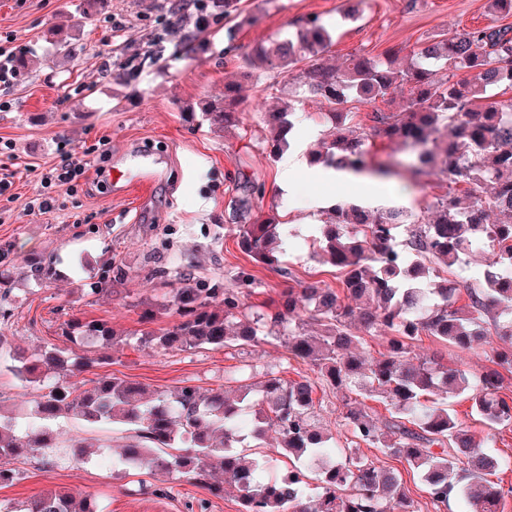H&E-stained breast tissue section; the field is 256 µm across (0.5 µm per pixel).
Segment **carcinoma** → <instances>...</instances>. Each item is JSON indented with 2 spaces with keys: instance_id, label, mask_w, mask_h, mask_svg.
<instances>
[{
  "instance_id": "carcinoma-1",
  "label": "carcinoma",
  "mask_w": 512,
  "mask_h": 512,
  "mask_svg": "<svg viewBox=\"0 0 512 512\" xmlns=\"http://www.w3.org/2000/svg\"><path fill=\"white\" fill-rule=\"evenodd\" d=\"M206 7L244 24L237 0H206ZM331 45L328 28L313 15L296 38L262 45L244 64L257 60L288 74L295 63L309 61L300 74L304 94L330 108L323 136L309 150L314 164L387 177L398 163L380 153L409 150L411 174L438 176L446 192L421 219L402 208L374 211L347 200L334 204L315 225L314 254L340 270L341 292L296 281L281 293L274 311L256 310L249 318L244 299L254 283L251 273L237 272L232 288H195L185 277L164 302L144 304L140 322L146 328L137 343L187 351L242 348L276 338L341 396L344 438L317 426L315 383L308 378L288 382L270 372L242 385L236 398L194 386L151 391L107 374L75 388L47 386L52 373L81 372L93 364L77 347L118 342L108 323L72 317L61 325V336L72 346H46L14 366L19 379L44 385L47 392L27 411L35 424L23 430L15 418L0 414L1 458L57 447L53 425L61 418L109 421L134 431L116 458L117 470L205 478L207 469H217L224 479L207 482L209 492L220 497L224 482L233 483L239 512H415L399 472L356 454L355 446L364 443L405 460L434 505L459 499L468 504L467 512H500L506 492L488 475L511 468L512 459L488 454L435 396L441 391L466 396L474 420L488 427L512 424V398L500 395L501 371L512 373V103L498 102L493 94L503 85L512 89V26L443 33L421 43L404 68L359 54L342 67L327 65L320 57ZM459 71L472 73V79L455 80ZM401 85L411 91L402 111L373 112L368 116L372 139L356 134V115L345 107L349 98L371 103ZM238 105L236 90L227 86L224 99L205 103L202 117L214 128H234L241 123ZM294 115L292 98L273 115L274 151L288 145ZM263 193L262 183L244 186L238 245L252 261L277 267L288 225L274 215L252 213V196ZM477 252L489 255L479 286L448 277ZM26 263L35 284L52 282V263L35 258ZM463 289L468 302L461 305ZM168 312L178 319L150 327ZM309 322L318 327L317 335L303 333ZM364 333L388 336L386 353L366 359L359 351ZM423 334L481 352L496 368L471 372L434 357L416 360L412 344ZM352 393L391 406L390 418L377 417L350 398ZM243 417L251 420V438L262 442L273 431L277 446L254 458L237 450ZM68 448L81 461L91 444L72 437ZM281 458L289 461L284 475L261 476ZM312 475L317 484L311 494ZM6 512L102 510L87 497L47 490Z\"/></svg>"
}]
</instances>
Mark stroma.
I'll list each match as a JSON object with an SVG mask.
<instances>
[{"label":"stroma","mask_w":512,"mask_h":512,"mask_svg":"<svg viewBox=\"0 0 512 512\" xmlns=\"http://www.w3.org/2000/svg\"><path fill=\"white\" fill-rule=\"evenodd\" d=\"M169 7L170 0H110L108 13L99 16L88 0H0V36H13L16 51L32 59L27 73L0 86V101L11 104L0 111V142L11 146L0 153V170L14 174L12 189L0 195V265L16 277L0 315V407L16 417H24L42 389L14 376L15 357L62 344L60 326L74 316L107 322L125 339L111 348L84 346L94 365L80 374H57L64 386L107 374L152 390L195 386L234 395L238 383L231 374L241 367L256 376L273 371L288 381L313 377L310 363L292 358L273 339L241 349L179 351L141 346L134 337L141 327L138 302L162 301L186 267L198 282L227 287L238 269H248L254 276L246 300L251 308L278 299L292 277L341 285L337 269L314 254V227L339 197L358 201L362 195L319 185L301 169L291 174L289 190L280 189L284 156L273 151L265 115L278 108L286 76L258 64L244 66V56L271 38L297 34L312 14L332 31L322 60L335 66L360 52L402 67L421 42L437 34L503 22L487 0H239L249 22L234 43L225 40V20L219 17L197 30L191 56L172 57L169 38L157 57L152 40L164 32ZM116 21L124 27L117 38ZM130 54L140 56L142 65L119 77ZM228 83L240 88L242 123L219 131L194 110L202 101L222 98ZM62 142L94 150V164L106 174L90 176L74 191L52 189L55 202L48 213L29 211L42 171L60 162L56 147ZM251 182L265 186L253 200L255 210L276 214L291 231L277 269L252 262L238 245V201ZM438 193L433 176L410 189L388 180L375 206L420 216ZM28 257L54 260L58 276L49 287L27 278ZM109 264L121 268V283L113 285L111 296L92 295ZM413 354L474 372L489 367L486 358L426 335L417 338ZM450 405L487 452L512 458V425L491 430L474 423L470 403L461 396ZM55 429L57 447L8 461L18 476L0 486V512L49 489L91 497L103 512L239 510L230 489L216 497L189 476L115 470L112 462L130 436L123 425L88 426L64 418ZM74 436L95 445L77 463L68 448ZM359 453L401 473L416 512H465L458 500L436 507L404 460L380 457L365 445Z\"/></svg>","instance_id":"obj_1"}]
</instances>
